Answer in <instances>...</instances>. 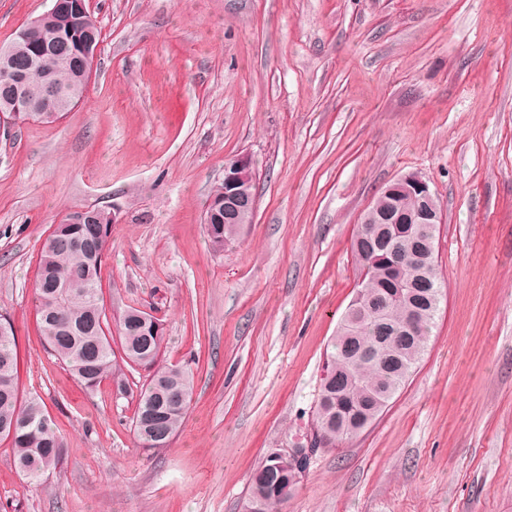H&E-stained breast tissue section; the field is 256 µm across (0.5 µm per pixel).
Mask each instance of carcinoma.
Listing matches in <instances>:
<instances>
[{"mask_svg":"<svg viewBox=\"0 0 512 512\" xmlns=\"http://www.w3.org/2000/svg\"><path fill=\"white\" fill-rule=\"evenodd\" d=\"M93 15L79 19L49 16L26 31L24 43L38 53L23 92L43 95V75L54 79L68 101L83 87L82 47L100 42ZM419 203L395 184L377 197L353 236L351 248L361 272L355 295L326 348L324 373L312 413L310 448H335L370 427L405 385L427 351L443 300L436 268L437 224H417ZM241 224H207L215 252L233 244ZM112 238V221L96 209L68 212L40 251L35 298L47 348L65 371L87 390L104 379L120 393L129 389L128 372L140 368L146 379L136 395L132 427L144 448L170 445L182 430L193 400L190 368L167 363L161 353L163 324L149 312L130 307L118 318L121 352L112 348V329L99 295L100 271ZM0 438L10 440L14 464L29 483L56 471L62 442L35 397L18 387V354L11 323L0 316ZM274 451L255 472L244 512H279L305 467Z\"/></svg>","mask_w":512,"mask_h":512,"instance_id":"cac0c4a2","label":"carcinoma"}]
</instances>
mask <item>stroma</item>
Here are the masks:
<instances>
[{"instance_id": "stroma-1", "label": "stroma", "mask_w": 512, "mask_h": 512, "mask_svg": "<svg viewBox=\"0 0 512 512\" xmlns=\"http://www.w3.org/2000/svg\"><path fill=\"white\" fill-rule=\"evenodd\" d=\"M86 95L0 135V315L22 396L63 444L33 485L0 439V512H243L253 473L304 442L325 350L378 194L417 173L438 198L446 284L428 350L364 433L309 459L279 512H512V0H88ZM51 0H0V46ZM249 155L257 208L214 252L203 213ZM113 210L109 316L164 325L195 393L169 447L136 401L78 385L40 334L34 282L53 224Z\"/></svg>"}]
</instances>
